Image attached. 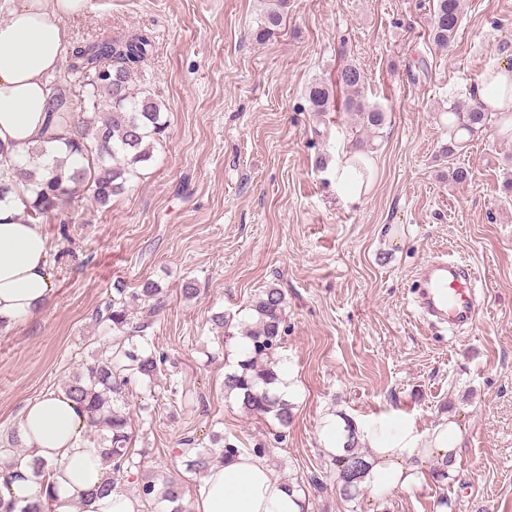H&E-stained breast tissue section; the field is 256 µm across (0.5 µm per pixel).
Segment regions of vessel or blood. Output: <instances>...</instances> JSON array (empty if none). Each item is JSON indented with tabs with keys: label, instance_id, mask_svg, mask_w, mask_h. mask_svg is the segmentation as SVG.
<instances>
[{
	"label": "vessel or blood",
	"instance_id": "vessel-or-blood-1",
	"mask_svg": "<svg viewBox=\"0 0 512 512\" xmlns=\"http://www.w3.org/2000/svg\"><path fill=\"white\" fill-rule=\"evenodd\" d=\"M472 268L442 254L422 264L415 279L413 304L418 315L433 325L452 328L474 325L486 299L476 290Z\"/></svg>",
	"mask_w": 512,
	"mask_h": 512
}]
</instances>
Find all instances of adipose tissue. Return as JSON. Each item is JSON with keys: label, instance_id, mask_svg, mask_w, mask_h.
<instances>
[{"label": "adipose tissue", "instance_id": "1", "mask_svg": "<svg viewBox=\"0 0 512 512\" xmlns=\"http://www.w3.org/2000/svg\"><path fill=\"white\" fill-rule=\"evenodd\" d=\"M0 23V151L24 158L46 146V78L61 65L69 40L64 18L83 12L87 0H10ZM31 193L19 183L0 195V323L12 325L38 311L53 292L48 242L26 213ZM86 413L61 392L29 402L18 424L24 455L0 465V498L41 512H135L132 499L97 496L105 468L85 433ZM461 432L444 419L424 432L406 431L374 450L364 483L376 493L421 484L427 458L455 459ZM54 466V491L32 476L34 458ZM194 512H299L295 493L274 475L262 455H241L213 466L197 482Z\"/></svg>", "mask_w": 512, "mask_h": 512}]
</instances>
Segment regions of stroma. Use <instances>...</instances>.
I'll list each match as a JSON object with an SVG mask.
<instances>
[{
  "mask_svg": "<svg viewBox=\"0 0 512 512\" xmlns=\"http://www.w3.org/2000/svg\"><path fill=\"white\" fill-rule=\"evenodd\" d=\"M270 0H87L65 21L70 42L146 31L138 75L166 106L168 129L138 179L100 208L78 198L43 225L53 292L32 317L0 328V434L30 400L60 389L109 346L96 324L115 281L151 280L154 383L133 382L135 456L124 494L183 472L179 441L221 433L263 443L281 480L324 474L322 424L346 416L375 448L408 426L461 429L443 483L379 496L360 512H512V136L497 115L447 161L445 111L469 104L483 72L512 63V0H464L454 44L430 36L432 0H288L260 36ZM353 62L369 103L387 111L364 137L362 195L340 179L356 137L350 114L312 112L307 90ZM469 169L464 184L453 167ZM479 271L488 305L462 336L418 322L416 268L440 251ZM199 293L186 298L184 282ZM280 288L293 421L280 430L224 396L236 360L212 314H236ZM283 441H276V434Z\"/></svg>",
  "mask_w": 512,
  "mask_h": 512,
  "instance_id": "obj_1",
  "label": "stroma"
}]
</instances>
